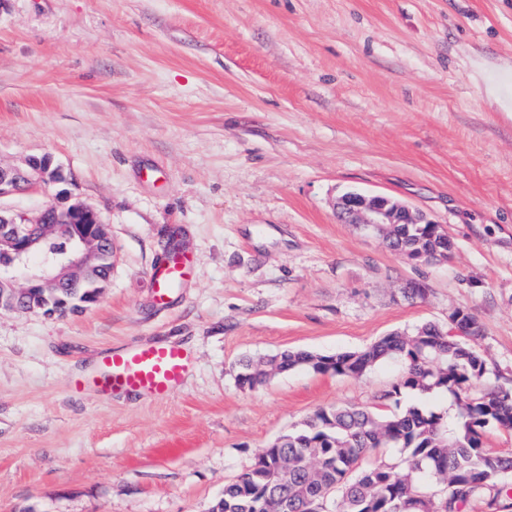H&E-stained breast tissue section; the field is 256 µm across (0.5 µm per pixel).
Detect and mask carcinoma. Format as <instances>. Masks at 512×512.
<instances>
[{
  "mask_svg": "<svg viewBox=\"0 0 512 512\" xmlns=\"http://www.w3.org/2000/svg\"><path fill=\"white\" fill-rule=\"evenodd\" d=\"M381 232L389 250L425 263L435 261L442 246L433 224H395ZM111 273L109 249L97 263V284L105 285ZM88 292L80 285L60 298L37 293L27 311L62 315L77 308ZM463 320L467 336H452L448 328L428 323L391 333L360 352L286 350L275 360L244 363L238 384L255 389L297 369L360 377L396 360L404 364V376L380 398L442 391L456 411L447 416L410 405L384 415L353 405L321 408L225 485L211 512H473L492 505L512 488V457L486 449L484 435L489 427L512 431V390H475L487 376L475 348L482 328L467 310ZM380 448H395L403 457L362 466Z\"/></svg>",
  "mask_w": 512,
  "mask_h": 512,
  "instance_id": "obj_1",
  "label": "carcinoma"
}]
</instances>
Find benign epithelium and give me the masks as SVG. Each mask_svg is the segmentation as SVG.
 <instances>
[{"mask_svg":"<svg viewBox=\"0 0 512 512\" xmlns=\"http://www.w3.org/2000/svg\"><path fill=\"white\" fill-rule=\"evenodd\" d=\"M62 177L47 160L30 159L22 166L0 165V199L36 185L58 183ZM337 217L349 224H359L367 232L378 235L386 224H430L432 220L413 211L403 202L386 195H365L352 190L336 203ZM42 224L69 225L68 245L52 249L43 255L39 270L31 272L23 258L36 249L40 239L34 229ZM112 243L109 225L92 207L75 202L68 206H48L31 218L15 214L6 218L0 214V245L10 252L0 260V288L9 284L18 305L29 296L32 288H43L50 293L69 283L88 280L95 269L99 251ZM24 274L25 283L17 285V274Z\"/></svg>","mask_w":512,"mask_h":512,"instance_id":"1","label":"benign epithelium"}]
</instances>
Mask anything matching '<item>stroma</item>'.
<instances>
[{"label":"stroma","instance_id":"stroma-1","mask_svg":"<svg viewBox=\"0 0 512 512\" xmlns=\"http://www.w3.org/2000/svg\"><path fill=\"white\" fill-rule=\"evenodd\" d=\"M30 158L63 182L0 206L84 201L113 268L88 310L0 312V512H210L318 409L455 410L382 400L395 361L238 385L284 350L359 351L467 309L512 389V0H0V164ZM353 189L441 224L451 258L340 221ZM174 237L198 275L162 306L150 273ZM153 341L193 352L168 399L89 382L104 351Z\"/></svg>","mask_w":512,"mask_h":512}]
</instances>
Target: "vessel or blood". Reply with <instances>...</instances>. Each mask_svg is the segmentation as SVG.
<instances>
[{
  "mask_svg": "<svg viewBox=\"0 0 512 512\" xmlns=\"http://www.w3.org/2000/svg\"><path fill=\"white\" fill-rule=\"evenodd\" d=\"M196 268L188 253L161 260L151 273L153 298L164 304L172 288L193 278ZM94 382L112 394H135L157 399L172 395L184 383L193 354L176 344H151L104 353Z\"/></svg>",
  "mask_w": 512,
  "mask_h": 512,
  "instance_id": "b4317fda",
  "label": "vessel or blood"
}]
</instances>
